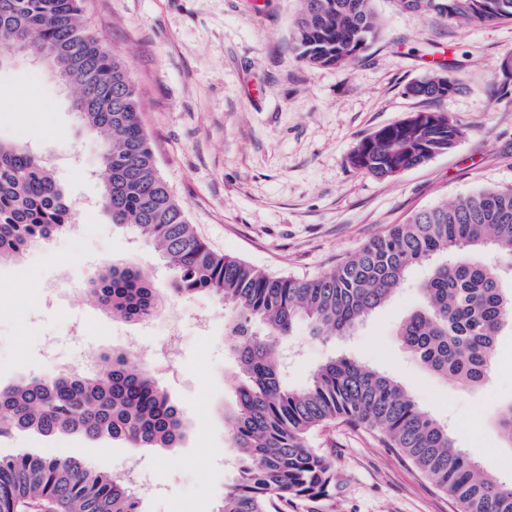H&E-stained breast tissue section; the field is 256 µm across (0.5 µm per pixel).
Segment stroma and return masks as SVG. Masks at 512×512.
<instances>
[{"mask_svg": "<svg viewBox=\"0 0 512 512\" xmlns=\"http://www.w3.org/2000/svg\"><path fill=\"white\" fill-rule=\"evenodd\" d=\"M87 29L129 71L156 165L199 235L275 275L309 277L336 266L371 237L412 213L487 188L512 187V80L500 72L512 54V21L456 24L435 14L373 0L379 38L356 60L311 69L291 46L299 0H83ZM454 62L458 90L437 110L463 126L447 153L394 178L355 170L350 156L374 130L426 110L409 83ZM33 89L34 98L22 97ZM72 93L40 67L0 70V142L25 141L47 159L73 205L71 230L0 264V387L45 377L49 356H101L137 340L155 352L169 327L184 341L157 382L187 424L178 448L133 450L79 435L0 439V455L70 456L116 473L132 467L153 486L144 512H216L237 477V451L224 410L239 383L227 351L231 309L208 298L170 303L155 324L112 315L68 288L123 261L143 267L157 287L173 270L132 227L100 206L102 145L71 105ZM428 265L412 269L394 298L353 335L316 337L298 324L281 343L292 352L286 382L303 387L313 370L344 355L399 381L420 407L453 433L474 460L493 454L512 479V448L494 425L512 401V333L503 332L485 384L469 387L420 367L396 336L422 304ZM210 321L193 327L197 308ZM332 459L336 485L312 512H457L448 495L366 427L333 422L310 440Z\"/></svg>", "mask_w": 512, "mask_h": 512, "instance_id": "1", "label": "stroma"}]
</instances>
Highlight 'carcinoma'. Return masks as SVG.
Returning a JSON list of instances; mask_svg holds the SVG:
<instances>
[{"instance_id":"1","label":"carcinoma","mask_w":512,"mask_h":512,"mask_svg":"<svg viewBox=\"0 0 512 512\" xmlns=\"http://www.w3.org/2000/svg\"><path fill=\"white\" fill-rule=\"evenodd\" d=\"M82 0H0V69L10 52H52L49 70L70 80L94 105L77 115L103 146L101 207L128 224L175 272V287L156 288L138 265L113 262L86 282L100 306L141 322L169 297H209L231 307L228 350L242 381L225 421L237 448L238 477L217 512H288L330 496L334 464L309 436L341 420L378 431L458 505L459 512H512V482L453 445L448 425L423 411L393 378L351 358L329 359L307 385L283 382L280 340L300 322L315 336L351 333L387 304L411 269L425 262L423 303L398 328L426 370L472 386L490 372L498 336L512 331L506 291L488 250L512 255V188L481 190L420 210L371 239L335 268L298 279L268 274L213 251L160 176L141 121L137 89L120 59L90 34ZM409 10L450 22L512 19V0H399ZM372 0H302L292 46L308 67L333 68L358 58L380 23ZM426 101L458 90L449 64L419 80ZM433 124L412 120L380 127L351 156L354 168L390 179L453 149L465 130L442 112ZM72 205L52 170L26 143L0 142V264L71 227ZM495 422L512 447V402ZM30 432L118 440L129 447L176 448L184 436L179 407L129 353L95 374L32 378L0 388V437ZM143 512L120 477L73 457L17 453L0 457V512Z\"/></svg>"}]
</instances>
